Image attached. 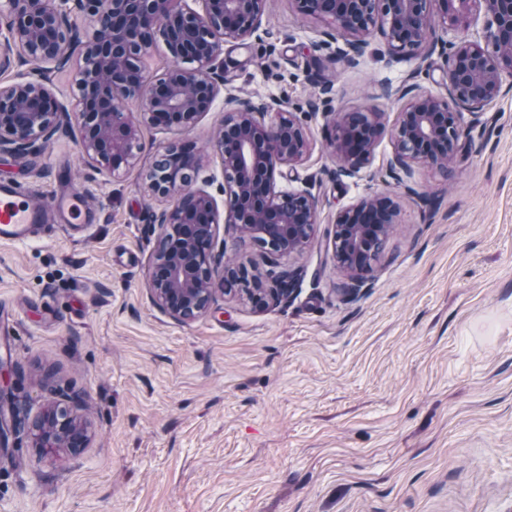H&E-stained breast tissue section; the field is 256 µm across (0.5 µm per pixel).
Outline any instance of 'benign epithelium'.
Masks as SVG:
<instances>
[{
  "instance_id": "1",
  "label": "benign epithelium",
  "mask_w": 512,
  "mask_h": 512,
  "mask_svg": "<svg viewBox=\"0 0 512 512\" xmlns=\"http://www.w3.org/2000/svg\"><path fill=\"white\" fill-rule=\"evenodd\" d=\"M442 4L434 19L432 3ZM8 0L0 11V71L12 61L29 66L25 76L0 82V153L22 154L40 140L77 124L83 153L114 175L135 167L145 127H186L212 111L224 97V124L210 149L224 171V201L197 185L204 155L180 140L160 148L146 179L153 196L168 206L153 214L160 232L149 279L152 302L179 322L208 312L218 296L244 295L265 308L289 297L298 271L281 259L302 252L318 221V201L307 190H279L283 168L302 161L308 147L305 125L277 100H251L224 92V44L250 38L261 27L268 0ZM303 16L326 20L316 49L328 61L354 64L368 38L379 32L396 59H426L440 48L447 95L422 93L415 84L394 90L402 102L386 173L403 182L411 164L447 169L470 125L503 94L512 77V0H293ZM79 12L87 29L74 18ZM483 19V35L469 36L470 16ZM453 34L435 39L436 27ZM161 41L171 61L167 73L151 77L147 48ZM75 65L74 103L65 100L52 74ZM333 85L324 82L308 103L324 107L327 144L336 157V176L352 178L368 165L383 131L372 110L350 114L330 107ZM128 101L139 103L129 112ZM399 208L375 193L340 208L334 218L332 250L347 281L337 292L357 297L372 262L359 259L363 241L380 237L379 225L395 224ZM270 241L262 249L266 266L260 288L238 287L236 268L216 250L219 230L244 225ZM80 401L58 395L29 427L33 447L46 455L87 445Z\"/></svg>"
}]
</instances>
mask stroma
<instances>
[{
	"label": "stroma",
	"instance_id": "35a3bbf8",
	"mask_svg": "<svg viewBox=\"0 0 512 512\" xmlns=\"http://www.w3.org/2000/svg\"><path fill=\"white\" fill-rule=\"evenodd\" d=\"M327 22L270 0L260 29L224 46V87L303 109L304 160L283 187L310 191L318 222L288 299L232 296L189 323L155 306L157 227L139 167L89 164L77 129L0 182L34 200L82 195L87 227L0 242V410L20 431L0 458V512H512V91L487 107L447 171L384 181L399 103L385 85L445 91L440 55L403 62L373 35L358 65L328 63ZM379 112L369 165L336 175L321 113ZM216 105L189 127L145 129L143 163L172 140L206 148ZM391 195L400 219L353 300L331 248L338 208ZM85 399L87 448L45 456L27 436L52 388Z\"/></svg>",
	"mask_w": 512,
	"mask_h": 512
}]
</instances>
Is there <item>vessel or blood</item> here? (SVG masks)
Wrapping results in <instances>:
<instances>
[{
	"instance_id": "vessel-or-blood-1",
	"label": "vessel or blood",
	"mask_w": 512,
	"mask_h": 512,
	"mask_svg": "<svg viewBox=\"0 0 512 512\" xmlns=\"http://www.w3.org/2000/svg\"><path fill=\"white\" fill-rule=\"evenodd\" d=\"M80 203L72 198L52 199L39 205L31 194L8 183L0 184V240L18 244L28 242L35 226L46 224L49 212L62 213L77 222Z\"/></svg>"
}]
</instances>
